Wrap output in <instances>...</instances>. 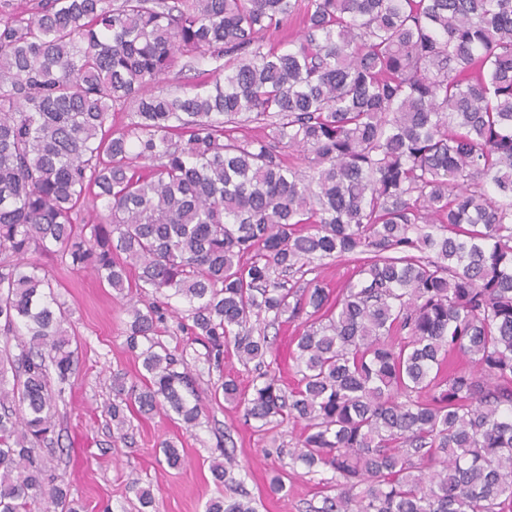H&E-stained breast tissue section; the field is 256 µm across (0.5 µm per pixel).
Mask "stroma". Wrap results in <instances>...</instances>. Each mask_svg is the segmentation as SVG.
I'll use <instances>...</instances> for the list:
<instances>
[{"instance_id":"stroma-1","label":"stroma","mask_w":512,"mask_h":512,"mask_svg":"<svg viewBox=\"0 0 512 512\" xmlns=\"http://www.w3.org/2000/svg\"><path fill=\"white\" fill-rule=\"evenodd\" d=\"M40 263L53 270V287L69 309V334L78 347L77 370L58 418L50 466L65 474L69 494L82 512H135L133 482L151 487L152 512H204L208 499L218 494L209 464L227 451L239 469L244 487L257 512H312L320 506L319 475L293 466L289 456L300 433L287 421L258 427L243 412L213 399L225 376L236 377L249 388L251 374L234 355L222 367L210 365L201 341L179 327L180 313L167 314L159 339L172 351H186L190 372L204 405L200 426L183 424L162 414L137 418L125 439L114 438L107 408L114 398L115 377L132 383L139 363L126 346L127 315L123 300L88 270L76 271L49 256ZM183 450L187 464L169 469L161 441ZM282 474L285 493L270 494L275 474Z\"/></svg>"}]
</instances>
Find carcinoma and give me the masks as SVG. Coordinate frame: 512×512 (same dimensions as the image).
Returning a JSON list of instances; mask_svg holds the SVG:
<instances>
[{"instance_id":"carcinoma-1","label":"carcinoma","mask_w":512,"mask_h":512,"mask_svg":"<svg viewBox=\"0 0 512 512\" xmlns=\"http://www.w3.org/2000/svg\"><path fill=\"white\" fill-rule=\"evenodd\" d=\"M290 20L288 45L258 40ZM182 57L203 79L150 92ZM33 253L127 299L119 438L137 415L199 425L157 338L177 299L210 364L254 367L224 401L304 423L293 462L332 472L315 512H512V0H0V512H78L45 464L75 350ZM324 259L355 279L333 292ZM282 323L287 392L261 328ZM457 352L472 368L445 371ZM210 470L232 495L205 512H256Z\"/></svg>"}]
</instances>
